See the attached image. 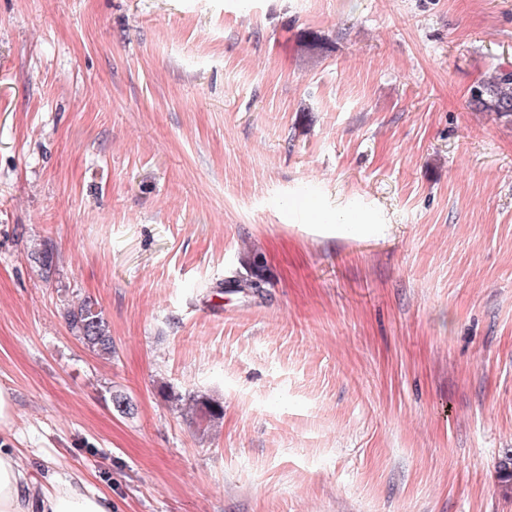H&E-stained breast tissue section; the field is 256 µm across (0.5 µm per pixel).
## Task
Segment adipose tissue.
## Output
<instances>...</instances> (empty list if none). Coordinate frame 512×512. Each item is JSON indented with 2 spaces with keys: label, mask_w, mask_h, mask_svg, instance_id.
Here are the masks:
<instances>
[{
  "label": "adipose tissue",
  "mask_w": 512,
  "mask_h": 512,
  "mask_svg": "<svg viewBox=\"0 0 512 512\" xmlns=\"http://www.w3.org/2000/svg\"><path fill=\"white\" fill-rule=\"evenodd\" d=\"M0 512H112V499L76 473L33 476L20 449L0 448Z\"/></svg>",
  "instance_id": "obj_1"
}]
</instances>
